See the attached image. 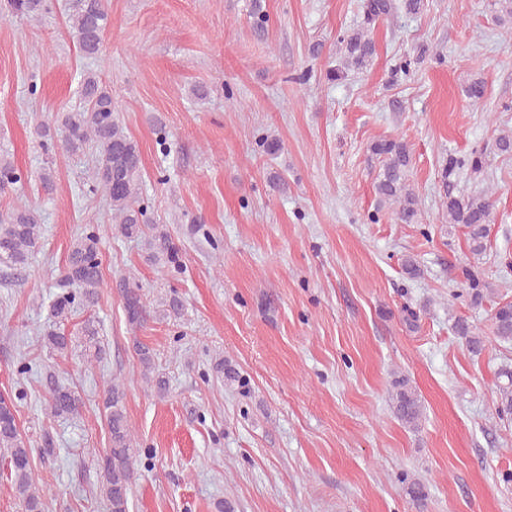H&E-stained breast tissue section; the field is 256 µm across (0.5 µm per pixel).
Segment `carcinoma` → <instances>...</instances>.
I'll return each instance as SVG.
<instances>
[{"instance_id": "cac0c4a2", "label": "carcinoma", "mask_w": 512, "mask_h": 512, "mask_svg": "<svg viewBox=\"0 0 512 512\" xmlns=\"http://www.w3.org/2000/svg\"><path fill=\"white\" fill-rule=\"evenodd\" d=\"M9 12L16 15L38 16L49 10L48 0H7ZM393 9L392 0H364V26L340 39L343 56L340 65L329 72V78L339 79L349 71H361L369 66L375 44L368 36L367 26L388 17ZM250 15L254 29L266 30L268 17L262 0H252ZM69 28L77 39L80 51L90 57L103 52L104 32L108 21L106 0H69L67 9ZM83 105L57 114L61 126L60 148L74 155L88 148L95 149L97 164L90 175L92 191L101 193L112 211L115 236L124 239L142 238L151 262L164 266H180L179 249L168 231L157 224L144 223V208L140 206L142 183V158L138 143L126 132L119 120L112 100V93L97 74L87 72L81 77ZM371 158L380 162L375 184L376 193L384 202L398 205L397 218L413 223L418 214L417 197L408 182L411 163L410 150L401 140L383 139L370 146ZM471 173L481 174V157L468 159L448 156L442 168L445 181L464 167ZM20 176L14 164L0 156V189L18 182ZM448 213V227L466 229L470 254L480 258L487 250L489 225L494 207L493 191L484 187L466 197L448 195L444 201ZM43 224L39 212L20 206L7 214H0V264L22 268L40 248ZM471 304L479 306L491 293V285L469 269L463 270ZM102 284L100 238L92 227H84L73 240L68 261L60 272L59 288L50 306L53 329L46 333L49 349L66 351L72 337L60 332L80 307L97 303ZM125 312L128 322L141 326L150 316V310L137 288H123ZM454 332L469 351L478 354L483 349V339L475 334L470 324L459 319ZM493 334L497 341L512 344V302L495 308ZM81 336L82 355L92 362H100L106 354L99 328L87 320L78 329ZM499 376L507 379L500 385L503 414H512V369L504 368ZM126 394L120 385L108 386L105 400L106 417L110 432V447L94 454L101 477L100 494L107 502L108 512H129V495L136 478L135 436L125 407ZM391 407L401 423L416 430L421 425L423 407L415 390L405 380L395 383L391 393ZM83 401L70 386H54L48 402L55 417L76 415ZM33 448L19 432L15 405L0 399V461L7 465L10 481L21 512H49L48 498L37 488L32 468Z\"/></svg>"}]
</instances>
